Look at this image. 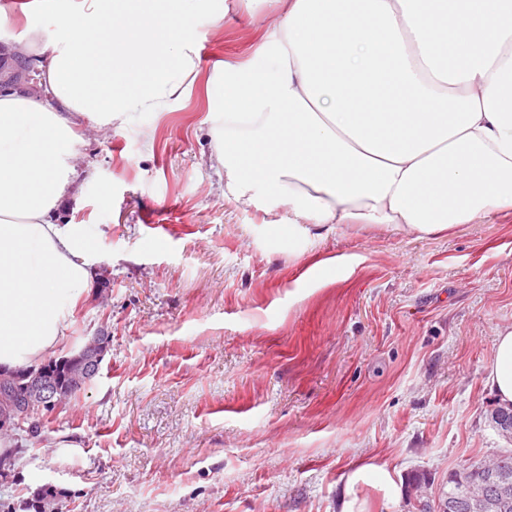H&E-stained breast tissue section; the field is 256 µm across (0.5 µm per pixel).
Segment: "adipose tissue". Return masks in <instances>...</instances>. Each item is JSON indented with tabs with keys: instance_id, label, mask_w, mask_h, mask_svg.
I'll use <instances>...</instances> for the list:
<instances>
[{
	"instance_id": "ef3b65f1",
	"label": "adipose tissue",
	"mask_w": 512,
	"mask_h": 512,
	"mask_svg": "<svg viewBox=\"0 0 512 512\" xmlns=\"http://www.w3.org/2000/svg\"><path fill=\"white\" fill-rule=\"evenodd\" d=\"M256 55L210 87L224 196L279 221L417 235L512 212V0H273ZM38 92H0V368L67 339L93 274L76 224L51 217L79 175L81 120L168 112L198 79L195 23L215 0H34ZM487 383L512 403V327Z\"/></svg>"
}]
</instances>
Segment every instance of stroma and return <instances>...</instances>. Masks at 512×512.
I'll return each instance as SVG.
<instances>
[{
  "label": "stroma",
  "instance_id": "1",
  "mask_svg": "<svg viewBox=\"0 0 512 512\" xmlns=\"http://www.w3.org/2000/svg\"><path fill=\"white\" fill-rule=\"evenodd\" d=\"M275 19L266 0L200 16L203 78ZM203 78L173 111L81 130L88 177L61 218L95 278L57 353L101 329L112 344L16 455L0 512L47 483L63 512H341L360 462L372 512H414L412 474L434 498L507 445L485 366L512 326V216L422 238L272 225L277 201L224 197ZM328 256L348 271L310 276Z\"/></svg>",
  "mask_w": 512,
  "mask_h": 512
}]
</instances>
